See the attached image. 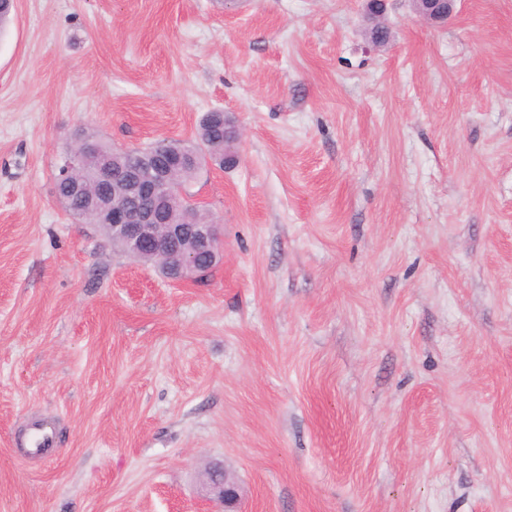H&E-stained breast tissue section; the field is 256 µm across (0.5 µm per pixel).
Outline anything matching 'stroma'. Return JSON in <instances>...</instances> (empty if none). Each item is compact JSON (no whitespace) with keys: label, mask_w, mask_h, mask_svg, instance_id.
<instances>
[{"label":"stroma","mask_w":512,"mask_h":512,"mask_svg":"<svg viewBox=\"0 0 512 512\" xmlns=\"http://www.w3.org/2000/svg\"><path fill=\"white\" fill-rule=\"evenodd\" d=\"M15 0L0 39V512H512V0ZM241 130L173 284L71 217L77 133ZM52 420L58 455L12 435ZM455 0H415L419 17L429 18L433 22H442L453 13ZM206 483L209 492L214 495L223 505L225 512H238L239 502L238 486L222 467L214 466L207 473Z\"/></svg>","instance_id":"1"}]
</instances>
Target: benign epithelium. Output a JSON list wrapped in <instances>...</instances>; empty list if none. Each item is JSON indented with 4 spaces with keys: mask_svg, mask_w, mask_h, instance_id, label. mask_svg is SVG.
Masks as SVG:
<instances>
[{
    "mask_svg": "<svg viewBox=\"0 0 512 512\" xmlns=\"http://www.w3.org/2000/svg\"><path fill=\"white\" fill-rule=\"evenodd\" d=\"M418 16L442 22L453 13L455 0H415ZM182 161L170 150L144 168L130 172L138 195L129 204L112 207V237L123 241L128 254L138 259L148 255L157 259L164 277L181 283L206 275L216 263L221 237L216 224H155L154 212L181 202L182 190L169 181L170 170ZM209 492L223 505L224 512H238V486L221 467L207 473Z\"/></svg>",
    "mask_w": 512,
    "mask_h": 512,
    "instance_id": "7a95c632",
    "label": "benign epithelium"
}]
</instances>
